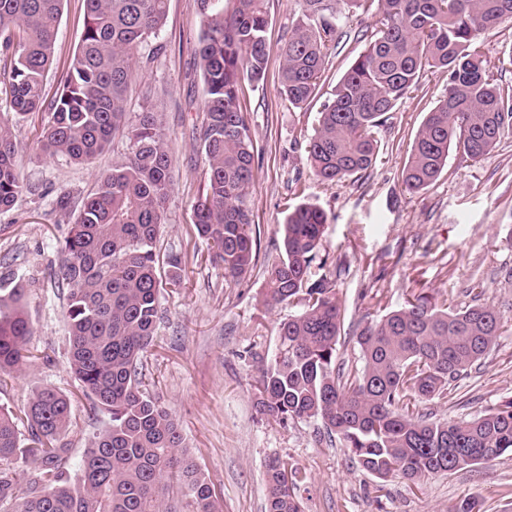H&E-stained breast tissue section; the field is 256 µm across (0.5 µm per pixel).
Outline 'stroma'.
<instances>
[{
    "instance_id": "1",
    "label": "stroma",
    "mask_w": 512,
    "mask_h": 512,
    "mask_svg": "<svg viewBox=\"0 0 512 512\" xmlns=\"http://www.w3.org/2000/svg\"><path fill=\"white\" fill-rule=\"evenodd\" d=\"M267 7L272 53L266 77L257 85L244 84L240 95L254 145L248 203L257 244L255 265L240 283L225 280L223 267L210 262L194 226L204 161L192 132L205 118L194 0H169L158 38L162 51L149 60L135 57L128 110L134 116L163 113L172 147V192L158 246L183 258L179 282L161 291L162 319L142 359L149 392L175 417L223 512H265L267 464L275 457L305 477L297 491L302 512H452L467 497L477 498L483 512H512L510 452L450 475L418 482L396 478L382 487L320 422L283 427L255 407V387L276 351L278 326L296 312L292 305L266 306L267 264L288 208L304 202L328 216L324 247L336 265L334 287L345 310L339 357L349 369L361 365L358 325L379 320L422 290L463 307L477 280L484 288L482 302L503 318L502 334L458 381L455 398L432 403L431 410L440 420L470 419L512 397V138L476 164L449 154L430 188L406 194L402 171L414 135L445 89L442 77L427 72L381 127L379 157L370 174L319 181L307 160L308 139L323 104L366 44L343 42L322 74L319 96L303 107L291 106L280 93L278 49L300 13L295 0H268ZM83 21V0H63L47 94L59 85ZM0 119L11 126L28 186L11 211L0 212V285L23 282L33 327L29 346L49 355L23 365L0 389V403L22 410L44 386L67 394L71 422L61 442L68 450L66 465L74 470L107 419L92 415L67 364V289L59 244L75 221L76 205L101 172L128 154L129 142L114 137L93 164H78L46 155L40 116L17 117L2 93ZM60 194L69 195L72 211L57 208Z\"/></svg>"
}]
</instances>
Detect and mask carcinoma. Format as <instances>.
I'll use <instances>...</instances> for the list:
<instances>
[{"instance_id": "obj_1", "label": "carcinoma", "mask_w": 512, "mask_h": 512, "mask_svg": "<svg viewBox=\"0 0 512 512\" xmlns=\"http://www.w3.org/2000/svg\"><path fill=\"white\" fill-rule=\"evenodd\" d=\"M63 0H0V66L19 116L43 115L41 147L50 156L90 163L117 130L130 152L102 174L61 243L68 290V365L94 410L109 418L79 468L65 466L59 444L70 398L35 391L23 411L0 405V512H221L172 414L149 394L141 358L161 319L167 272L181 269L157 243L171 192V154L159 112L127 123L133 57L167 19L168 0H84V28L53 96L45 93L56 54ZM268 0H195L201 17L198 55L206 121L196 140L206 180L195 227L234 282L256 253L247 198L254 146L239 107L242 83L264 81L270 55ZM307 22L279 48L281 86L301 107L319 94L320 78L357 11L374 10L365 50L336 83L307 144L315 176L334 183L376 164L378 129L426 71L446 82L442 99L416 132L403 168L413 195L440 176L451 149L479 163L512 136V85L487 70L481 37L512 21V0H298ZM23 191L9 124L0 120V212ZM327 216L301 204L282 224L268 269L265 302L297 304L278 327L275 354L262 369L255 402L286 426L313 419L337 435L376 478L421 480L512 452V399L456 422L431 421L422 404L448 397L497 342L502 317L480 302L450 309L420 292L404 306L356 329L362 367L337 362L342 305L321 254ZM25 288L0 293V387L26 361L32 325ZM35 471L19 489L24 467ZM305 480L286 462L268 466L266 512H301Z\"/></svg>"}]
</instances>
